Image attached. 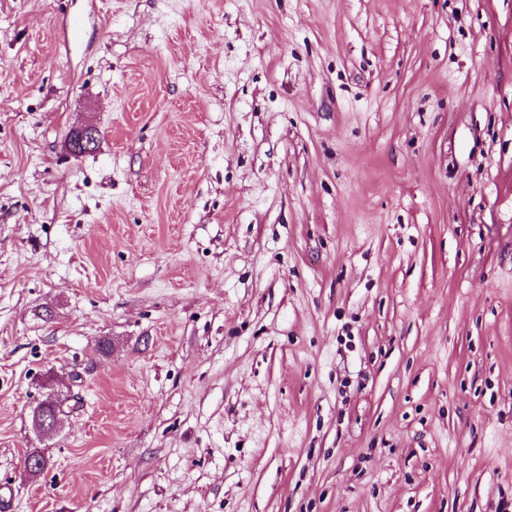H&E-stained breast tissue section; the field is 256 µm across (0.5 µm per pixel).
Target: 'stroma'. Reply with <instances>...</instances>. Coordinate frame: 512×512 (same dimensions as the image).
I'll return each mask as SVG.
<instances>
[{
  "label": "stroma",
  "mask_w": 512,
  "mask_h": 512,
  "mask_svg": "<svg viewBox=\"0 0 512 512\" xmlns=\"http://www.w3.org/2000/svg\"><path fill=\"white\" fill-rule=\"evenodd\" d=\"M0 487L512 512V0H0ZM56 413V403L46 396L35 408L33 412V419L38 415H52ZM59 425V414H55L51 417H42L38 419V429L44 434L54 433Z\"/></svg>",
  "instance_id": "1"
}]
</instances>
